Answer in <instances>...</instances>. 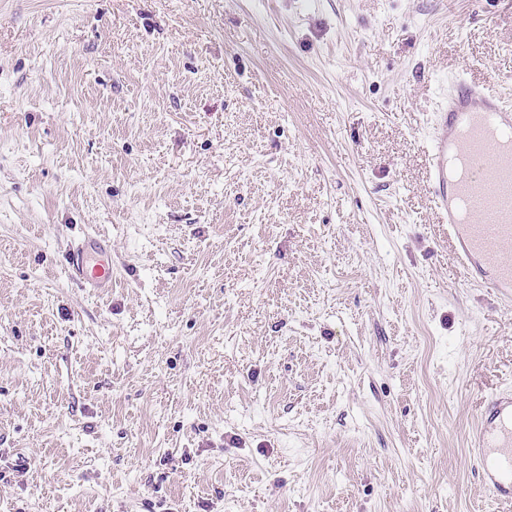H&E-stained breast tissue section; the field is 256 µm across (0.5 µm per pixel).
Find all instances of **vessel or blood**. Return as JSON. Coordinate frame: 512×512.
<instances>
[{"label": "vessel or blood", "instance_id": "vessel-or-blood-1", "mask_svg": "<svg viewBox=\"0 0 512 512\" xmlns=\"http://www.w3.org/2000/svg\"><path fill=\"white\" fill-rule=\"evenodd\" d=\"M427 180L438 218L469 281L512 300V105L458 67L432 121ZM110 240L87 235L65 253L71 282L112 289V266L94 257ZM469 453L492 496L512 504V392L483 399Z\"/></svg>", "mask_w": 512, "mask_h": 512}]
</instances>
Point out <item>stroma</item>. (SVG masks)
<instances>
[{
  "label": "stroma",
  "instance_id": "1",
  "mask_svg": "<svg viewBox=\"0 0 512 512\" xmlns=\"http://www.w3.org/2000/svg\"><path fill=\"white\" fill-rule=\"evenodd\" d=\"M463 63L512 102V0H0V512H512V302L426 181ZM112 251V243L105 237L90 234L65 252L68 278L80 288H90L98 294L112 290V264L96 263L91 267L95 256L106 255ZM98 266V267H96ZM469 453L492 496L512 504V392L492 394L480 404Z\"/></svg>",
  "mask_w": 512,
  "mask_h": 512
}]
</instances>
